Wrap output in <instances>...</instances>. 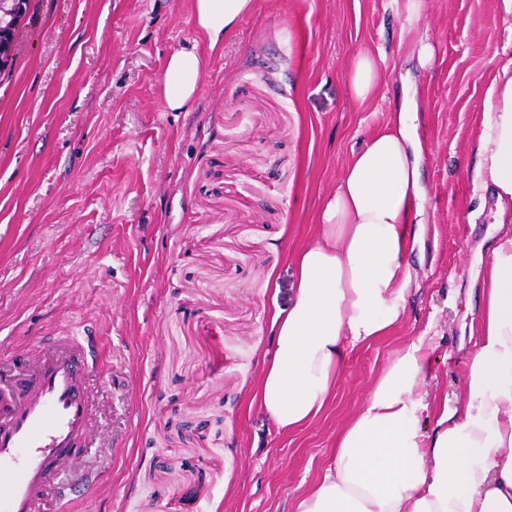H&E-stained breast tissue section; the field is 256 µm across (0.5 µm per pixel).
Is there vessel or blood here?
<instances>
[{"instance_id":"vessel-or-blood-1","label":"vessel or blood","mask_w":512,"mask_h":512,"mask_svg":"<svg viewBox=\"0 0 512 512\" xmlns=\"http://www.w3.org/2000/svg\"><path fill=\"white\" fill-rule=\"evenodd\" d=\"M102 368L95 337L71 330L41 337L25 360L0 349V512H43L50 495L73 512L102 480L100 467L72 484L61 478L93 446Z\"/></svg>"}]
</instances>
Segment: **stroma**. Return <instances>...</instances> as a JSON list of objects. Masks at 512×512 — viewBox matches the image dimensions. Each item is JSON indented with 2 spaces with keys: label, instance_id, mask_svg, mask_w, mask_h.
Wrapping results in <instances>:
<instances>
[{
  "label": "stroma",
  "instance_id": "stroma-1",
  "mask_svg": "<svg viewBox=\"0 0 512 512\" xmlns=\"http://www.w3.org/2000/svg\"><path fill=\"white\" fill-rule=\"evenodd\" d=\"M192 0H39L0 79V340L99 337L104 423L87 465L107 478L75 512H293L332 438L406 341L435 336L421 392L456 402L478 338L477 269L494 197L468 178L476 113L512 35L497 0H429L437 48L420 68L385 0H256L222 47ZM206 66L167 111L169 55ZM383 50L381 97L346 92L358 50ZM418 91L424 233L405 321L351 351L336 399L278 431L250 394L288 305L290 251L403 81Z\"/></svg>",
  "mask_w": 512,
  "mask_h": 512
}]
</instances>
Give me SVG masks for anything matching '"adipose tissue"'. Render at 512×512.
<instances>
[{
    "mask_svg": "<svg viewBox=\"0 0 512 512\" xmlns=\"http://www.w3.org/2000/svg\"><path fill=\"white\" fill-rule=\"evenodd\" d=\"M400 44L432 67L427 0H387ZM254 0H193L194 20L210 47L222 46ZM384 53H357L350 98L380 89ZM203 59L173 52L163 102L186 111ZM418 101L404 85L386 124L354 151L318 215V234L293 251L295 283L275 310L274 354L250 401L282 432L304 428L336 395L348 350L391 335L404 320L412 281L409 257L420 237L423 146ZM468 175L472 193H493L499 214L512 211V58L499 64L478 113ZM479 342L452 408L436 410L431 432L420 421V389L432 339L404 343L374 378L362 408L337 430L319 478L294 512H512V228L499 229L481 272V304L472 320Z\"/></svg>",
    "mask_w": 512,
    "mask_h": 512,
    "instance_id": "adipose-tissue-1",
    "label": "adipose tissue"
}]
</instances>
